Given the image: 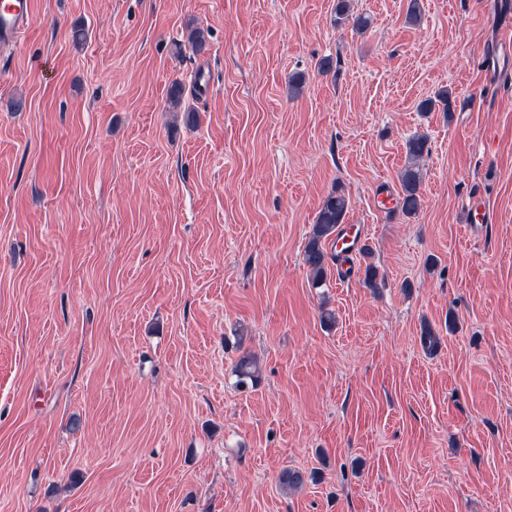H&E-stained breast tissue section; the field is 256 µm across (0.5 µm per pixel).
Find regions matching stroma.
<instances>
[{
	"instance_id": "obj_1",
	"label": "stroma",
	"mask_w": 512,
	"mask_h": 512,
	"mask_svg": "<svg viewBox=\"0 0 512 512\" xmlns=\"http://www.w3.org/2000/svg\"><path fill=\"white\" fill-rule=\"evenodd\" d=\"M423 2L351 0L360 34L336 0H36L0 45V512H512V0ZM338 188L371 256L316 289ZM350 0H336L333 11L332 23L340 27L346 24H352L356 30L363 31L370 26V20L363 15H355L351 9ZM408 163L400 175L401 192L397 207L407 217L416 216L422 207L423 161L429 155L428 139L418 134L408 140ZM350 201L341 189L327 196L312 224L306 245L304 261L315 288L327 286V276L331 272V263L337 260L335 253H329L326 244L336 238V232L349 211ZM259 366L255 358L248 352H242L237 358L234 366L235 375L241 385L255 382L259 375Z\"/></svg>"
}]
</instances>
